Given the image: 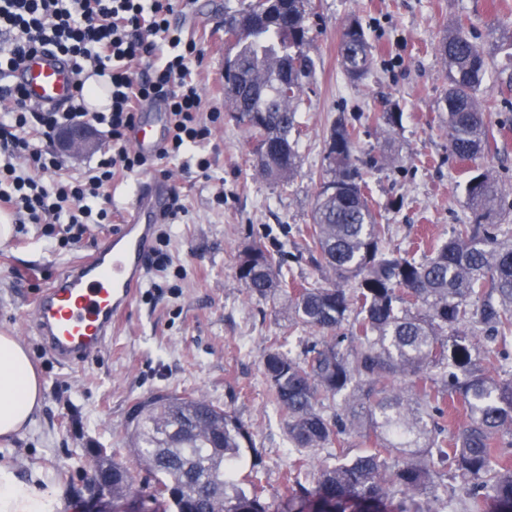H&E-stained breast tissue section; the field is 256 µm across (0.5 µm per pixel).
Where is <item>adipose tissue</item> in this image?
<instances>
[{
    "mask_svg": "<svg viewBox=\"0 0 512 512\" xmlns=\"http://www.w3.org/2000/svg\"><path fill=\"white\" fill-rule=\"evenodd\" d=\"M43 402V383L24 343L0 334V441L24 436ZM58 491L41 470L22 478L11 464H0V512H60Z\"/></svg>",
    "mask_w": 512,
    "mask_h": 512,
    "instance_id": "adipose-tissue-1",
    "label": "adipose tissue"
}]
</instances>
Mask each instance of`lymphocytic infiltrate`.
<instances>
[{"instance_id":"obj_1","label":"lymphocytic infiltrate","mask_w":512,"mask_h":512,"mask_svg":"<svg viewBox=\"0 0 512 512\" xmlns=\"http://www.w3.org/2000/svg\"><path fill=\"white\" fill-rule=\"evenodd\" d=\"M178 0H0V31L11 39L0 45V209L21 224H63L81 229L112 221L108 190L115 176L129 175L176 159L207 143L211 113L202 121V95L191 78L199 61L196 42L183 39L170 18ZM169 52L154 57L160 45ZM51 47L69 62L78 79L67 110H34L22 87L9 77L26 55ZM105 78L109 104L105 111L85 107V72ZM163 103L171 115L166 140L157 156L131 149L128 135L143 102ZM105 127L111 146L83 180L62 178L63 159L34 147L32 134L52 138L77 120ZM23 160L26 172L15 162Z\"/></svg>"}]
</instances>
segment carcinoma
I'll return each instance as SVG.
<instances>
[{"mask_svg": "<svg viewBox=\"0 0 512 512\" xmlns=\"http://www.w3.org/2000/svg\"><path fill=\"white\" fill-rule=\"evenodd\" d=\"M309 0H288L273 24L258 21L228 42L238 90L224 101L256 143L254 176L288 185L301 167L298 102L315 70ZM443 111L448 156L472 160L495 141L478 96L490 68L476 37L449 30ZM352 82L372 70L373 47L353 17L340 37ZM355 127L330 131L306 250L325 284L288 286L283 262L260 243L239 255L250 297H285L293 322L316 333L297 356L270 347L263 368L289 447L298 453L279 492L281 512H512V235L493 217L512 203L492 173L466 183L471 218L433 256L392 251L356 164ZM459 398L464 419L440 425ZM363 451L351 454L349 438ZM125 447L153 475L151 512H270L258 471L238 478L249 428L202 396L155 394L125 425ZM463 484L448 498L439 466ZM103 491L137 496L112 461Z\"/></svg>", "mask_w": 512, "mask_h": 512, "instance_id": "1", "label": "carcinoma"}]
</instances>
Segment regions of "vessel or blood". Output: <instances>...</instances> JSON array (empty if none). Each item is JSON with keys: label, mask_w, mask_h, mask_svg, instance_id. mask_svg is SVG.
<instances>
[{"label": "vessel or blood", "mask_w": 512, "mask_h": 512, "mask_svg": "<svg viewBox=\"0 0 512 512\" xmlns=\"http://www.w3.org/2000/svg\"><path fill=\"white\" fill-rule=\"evenodd\" d=\"M16 77L34 108L65 106L72 95L71 66L48 50L28 57ZM167 124L168 114L161 108L148 121L137 122L131 134L134 149L155 154ZM170 192L167 181L141 182L108 242L37 294L36 333L61 365L75 368L87 362L111 337L114 321L127 314L146 278L155 226L164 216Z\"/></svg>", "instance_id": "1"}]
</instances>
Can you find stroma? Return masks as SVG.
<instances>
[{"instance_id":"stroma-1","label":"stroma","mask_w":512,"mask_h":512,"mask_svg":"<svg viewBox=\"0 0 512 512\" xmlns=\"http://www.w3.org/2000/svg\"><path fill=\"white\" fill-rule=\"evenodd\" d=\"M237 0H189L173 22L203 53L194 77L203 112H219L205 144L211 167L199 172L185 159L163 164L185 211L170 226L166 272H149L131 311L83 368L57 364L32 329L31 299L66 266L111 235L89 225L79 242L56 249L40 227L28 224L0 245V333L20 337L42 375L43 407L31 431L0 446V460L20 475L43 470L54 483L61 512H112L111 496L84 502L81 493L98 452L127 461L123 431L137 403L158 392L204 395L248 426L254 446L246 467H258L268 501L278 499L291 461L282 422L270 402L262 360L271 344L298 353L313 332L293 323L283 298L249 297L236 277L238 254L253 242L280 252L296 279H318L305 250L323 157L336 121L359 131L358 166L369 194L389 226V248L406 250L448 241L466 220L465 186L482 170L512 189V90L502 71L512 64L504 46L490 44V69L480 105L496 126L491 152L475 160L449 158L441 110L448 88L438 51L444 33L458 25L486 40L490 29L512 31V0H311L309 52L315 73L299 106L297 149L302 166L287 186L252 175L254 143L224 106V8ZM363 23L375 47L364 79L348 81L339 40L351 17ZM401 112L402 123L384 136L375 114ZM403 161L374 169L369 159L386 145Z\"/></svg>"}]
</instances>
